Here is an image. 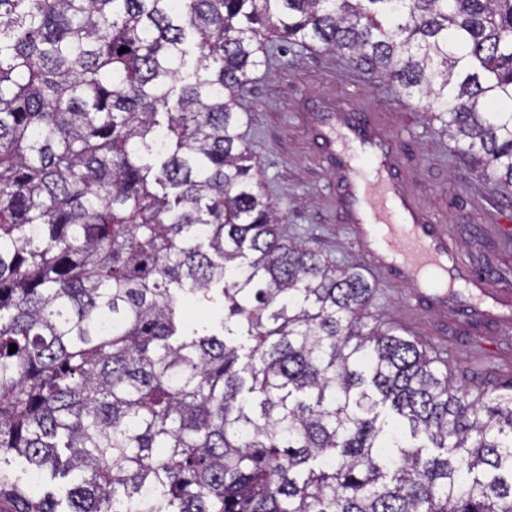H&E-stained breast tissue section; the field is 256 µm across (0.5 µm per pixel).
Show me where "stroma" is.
<instances>
[{
  "instance_id": "35a3bbf8",
  "label": "stroma",
  "mask_w": 512,
  "mask_h": 512,
  "mask_svg": "<svg viewBox=\"0 0 512 512\" xmlns=\"http://www.w3.org/2000/svg\"><path fill=\"white\" fill-rule=\"evenodd\" d=\"M239 102L258 178L282 207L289 236L338 265L360 268L378 288L373 311L428 342L457 377L480 371L512 380V187L484 188L478 167L427 105L338 54L288 47L254 74ZM332 102L379 127L411 196L446 235L458 262L480 273L489 300L462 294L427 301L413 284L371 267L317 137L320 111Z\"/></svg>"
}]
</instances>
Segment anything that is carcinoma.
<instances>
[{
	"mask_svg": "<svg viewBox=\"0 0 512 512\" xmlns=\"http://www.w3.org/2000/svg\"><path fill=\"white\" fill-rule=\"evenodd\" d=\"M271 33L512 186V0H0V512H512V382L384 324L256 181Z\"/></svg>",
	"mask_w": 512,
	"mask_h": 512,
	"instance_id": "cac0c4a2",
	"label": "carcinoma"
}]
</instances>
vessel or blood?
<instances>
[{
    "label": "vessel or blood",
    "mask_w": 512,
    "mask_h": 512,
    "mask_svg": "<svg viewBox=\"0 0 512 512\" xmlns=\"http://www.w3.org/2000/svg\"><path fill=\"white\" fill-rule=\"evenodd\" d=\"M321 139L327 162L343 175L354 235L375 267L416 283L426 299L461 281L479 287L412 201L388 144L366 115L328 108Z\"/></svg>",
    "instance_id": "b4317fda"
}]
</instances>
